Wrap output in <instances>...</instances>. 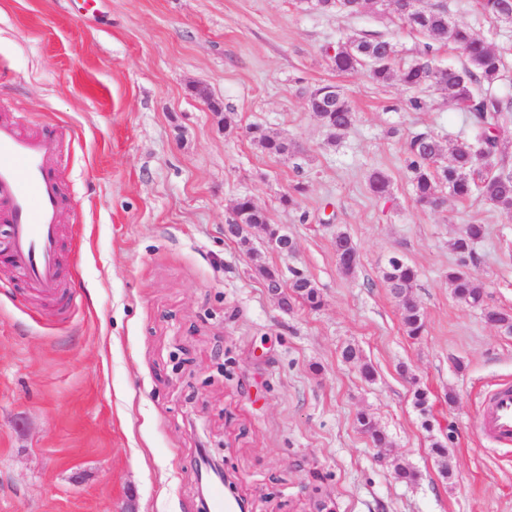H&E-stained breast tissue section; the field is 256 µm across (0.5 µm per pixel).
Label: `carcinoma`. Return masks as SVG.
<instances>
[{
  "instance_id": "carcinoma-1",
  "label": "carcinoma",
  "mask_w": 512,
  "mask_h": 512,
  "mask_svg": "<svg viewBox=\"0 0 512 512\" xmlns=\"http://www.w3.org/2000/svg\"><path fill=\"white\" fill-rule=\"evenodd\" d=\"M312 8L327 14H356L355 0H310ZM395 17L413 30L420 32L427 42L420 51V59L404 67L397 65L396 56L377 61V55L384 44L391 40L383 36L352 35L324 49V55L336 72L345 74L358 70L368 73L378 84H387L395 79L411 90L424 86L435 87L448 94V102L468 113L469 125L473 131L470 138L460 140L451 147V160L440 164L441 141L432 134L420 133L412 136L407 143V172L416 204L436 207L447 190L459 199L473 194L482 197L488 204L499 210L512 213V165L502 148L498 128L506 114L512 112V99L492 91L502 76L504 60L502 53L480 38L467 24L452 22L448 7L443 3L416 6L407 11L400 0H395ZM482 15L499 23L512 25V0H480ZM453 44L463 57L461 65L438 66L430 55L435 47ZM323 85H315L306 92L313 114L319 118L331 138L348 130L355 121L353 107L341 89L319 95ZM247 134L253 144L263 153L280 157L290 154L294 145L287 137L252 125ZM369 188L379 198L391 195L392 181L382 170H373L368 177ZM231 223L237 225L235 239L242 244L249 243V235L258 232L269 237L267 226L271 225L268 213L260 208L249 195L237 198ZM482 224H468L452 243L458 256V265L448 270V281L453 295L471 306L484 303L483 292L475 284L472 273L467 270L474 258L473 244L484 237ZM336 251L347 258L348 264L342 270L351 274L358 266L355 258L358 250L350 236L340 231L334 239ZM287 289L296 299L312 309L322 305V295L312 280L297 268L289 269ZM417 270L402 258L388 259L384 280L390 291L409 293L417 279ZM402 322L408 336L416 338L426 331V317L418 306L402 307ZM347 362L359 363L362 376L371 380L375 372L368 363L360 362L359 350L348 345L342 350ZM358 422L362 430L376 439L377 447L387 445L384 432L377 429L371 418L361 415Z\"/></svg>"
}]
</instances>
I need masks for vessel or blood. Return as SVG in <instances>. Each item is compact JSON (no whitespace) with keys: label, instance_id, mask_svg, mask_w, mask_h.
Wrapping results in <instances>:
<instances>
[{"label":"vessel or blood","instance_id":"1","mask_svg":"<svg viewBox=\"0 0 512 512\" xmlns=\"http://www.w3.org/2000/svg\"><path fill=\"white\" fill-rule=\"evenodd\" d=\"M53 131H23L0 121V219L7 234L0 242V262L34 293L55 295L61 284L59 224L63 213L52 164L57 158ZM479 433L500 445H512V384L486 399Z\"/></svg>","mask_w":512,"mask_h":512}]
</instances>
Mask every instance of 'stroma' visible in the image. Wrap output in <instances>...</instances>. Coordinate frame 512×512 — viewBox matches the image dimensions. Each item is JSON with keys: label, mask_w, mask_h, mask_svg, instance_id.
<instances>
[{"label": "stroma", "mask_w": 512, "mask_h": 512, "mask_svg": "<svg viewBox=\"0 0 512 512\" xmlns=\"http://www.w3.org/2000/svg\"><path fill=\"white\" fill-rule=\"evenodd\" d=\"M447 3L502 51L493 89L512 97V26L482 17L477 0ZM74 8L0 0V120L56 132L65 214L60 299L34 297L0 267V512H198L204 448L252 512H512V449L476 429L485 396L512 383V334L483 315L512 311V214L475 196L416 205L407 138L466 137L465 113L432 87L418 91L426 109L410 110L401 82L336 73L323 54L381 34L404 64L423 36L372 0L350 16L305 0H103L82 19ZM326 83L356 113L333 144L306 107ZM252 125L295 151L261 153ZM375 169L390 197L370 192ZM299 182L305 193L284 207ZM244 194L293 238V256L225 237ZM469 224L486 228L469 266L481 308L448 282ZM339 231L358 249L350 274ZM394 254L418 272L410 295L427 330L416 339L383 279ZM260 264L301 270L321 307L280 309ZM350 344L373 380L343 360ZM362 413L387 447L360 428ZM399 464L417 481H398Z\"/></svg>", "instance_id": "1"}]
</instances>
